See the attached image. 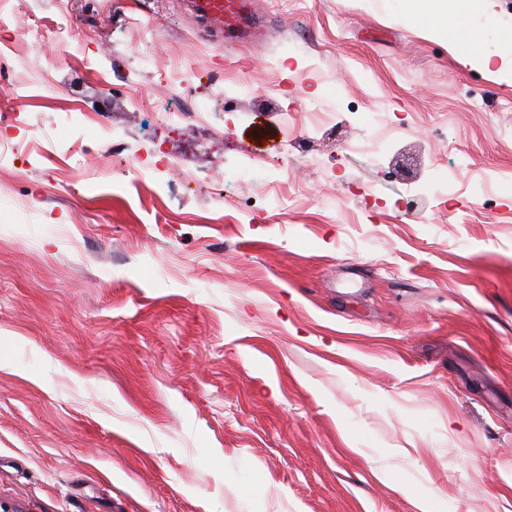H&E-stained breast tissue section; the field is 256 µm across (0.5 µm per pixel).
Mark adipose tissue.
Returning <instances> with one entry per match:
<instances>
[{"label":"adipose tissue","instance_id":"1","mask_svg":"<svg viewBox=\"0 0 512 512\" xmlns=\"http://www.w3.org/2000/svg\"><path fill=\"white\" fill-rule=\"evenodd\" d=\"M437 0H402L409 17L416 21H430L432 28L440 34L448 35L468 46V63L488 65L493 53L481 31L472 27L468 18L472 12L473 0H457V9L450 16H436L434 6Z\"/></svg>","mask_w":512,"mask_h":512}]
</instances>
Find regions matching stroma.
<instances>
[{
	"mask_svg": "<svg viewBox=\"0 0 512 512\" xmlns=\"http://www.w3.org/2000/svg\"><path fill=\"white\" fill-rule=\"evenodd\" d=\"M51 2L0 32V512H512L497 65L396 0H265L250 48L69 0L61 55ZM60 9H59V16L57 19H55L54 23V29L52 31L54 39L58 42L60 47L65 52H70L72 50V43L70 41V31L75 24L74 17L66 7L64 0H60ZM164 80L170 86V92L173 97L182 98L183 106L179 112H167L165 107L162 105L164 116L167 119H173L179 117L181 119L196 118L197 115L201 114L200 105L193 99H189L188 95H185L184 91V80L183 76L177 73H171L170 75L165 74Z\"/></svg>",
	"mask_w": 512,
	"mask_h": 512,
	"instance_id": "35a3bbf8",
	"label": "stroma"
}]
</instances>
